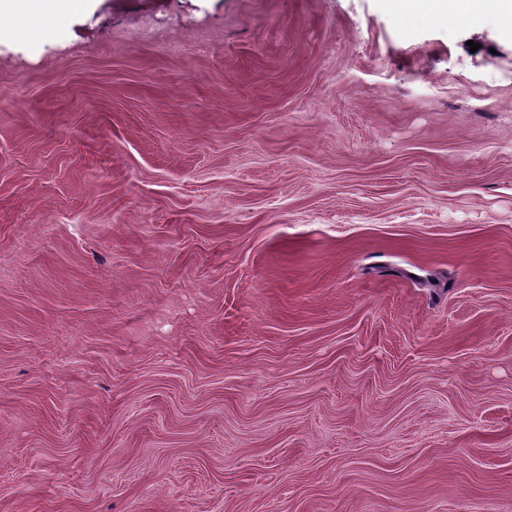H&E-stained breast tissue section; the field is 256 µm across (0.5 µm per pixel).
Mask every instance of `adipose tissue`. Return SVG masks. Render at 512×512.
Here are the masks:
<instances>
[{"instance_id":"adipose-tissue-1","label":"adipose tissue","mask_w":512,"mask_h":512,"mask_svg":"<svg viewBox=\"0 0 512 512\" xmlns=\"http://www.w3.org/2000/svg\"><path fill=\"white\" fill-rule=\"evenodd\" d=\"M83 0H0V20L49 18L81 8ZM390 13H413L425 18H453L467 22L481 16L512 32V0H384Z\"/></svg>"}]
</instances>
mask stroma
<instances>
[{
	"mask_svg": "<svg viewBox=\"0 0 512 512\" xmlns=\"http://www.w3.org/2000/svg\"><path fill=\"white\" fill-rule=\"evenodd\" d=\"M51 506L512 512V34L381 0L11 24L0 512Z\"/></svg>",
	"mask_w": 512,
	"mask_h": 512,
	"instance_id": "1",
	"label": "stroma"
}]
</instances>
